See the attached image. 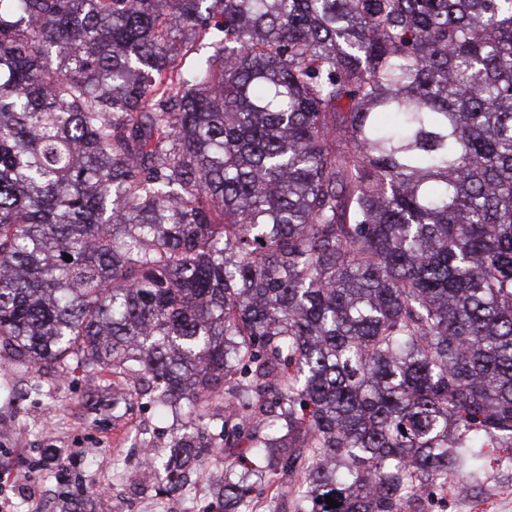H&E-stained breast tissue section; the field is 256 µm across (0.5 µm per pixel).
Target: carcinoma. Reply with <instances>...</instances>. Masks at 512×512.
<instances>
[{"instance_id": "cac0c4a2", "label": "carcinoma", "mask_w": 512, "mask_h": 512, "mask_svg": "<svg viewBox=\"0 0 512 512\" xmlns=\"http://www.w3.org/2000/svg\"><path fill=\"white\" fill-rule=\"evenodd\" d=\"M0 350L224 512L512 472V0H0Z\"/></svg>"}]
</instances>
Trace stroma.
Here are the masks:
<instances>
[{"label":"stroma","mask_w":512,"mask_h":512,"mask_svg":"<svg viewBox=\"0 0 512 512\" xmlns=\"http://www.w3.org/2000/svg\"><path fill=\"white\" fill-rule=\"evenodd\" d=\"M111 396L104 371L74 367L57 377L0 360V467L9 474L0 512H99L103 495L112 512H219L221 466L205 462L184 487L163 491L137 461L144 447L179 433V421L159 418L147 401L113 417ZM48 448L70 455L65 476L42 464ZM428 512H512V474L486 480L473 496L434 500Z\"/></svg>","instance_id":"obj_1"}]
</instances>
